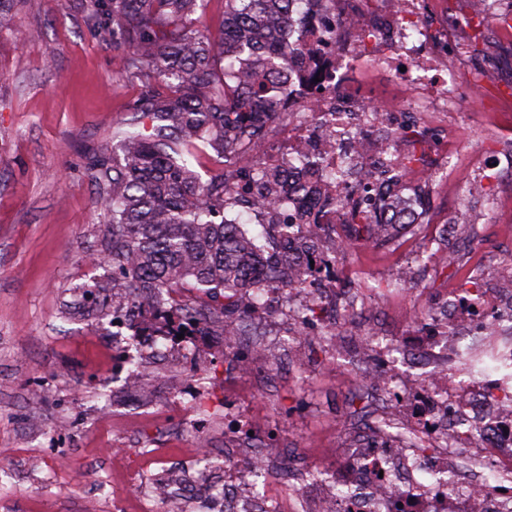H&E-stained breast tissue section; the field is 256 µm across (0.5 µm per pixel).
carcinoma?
<instances>
[{
  "instance_id": "obj_1",
  "label": "carcinoma",
  "mask_w": 512,
  "mask_h": 512,
  "mask_svg": "<svg viewBox=\"0 0 512 512\" xmlns=\"http://www.w3.org/2000/svg\"><path fill=\"white\" fill-rule=\"evenodd\" d=\"M205 0H85L83 8L100 33L117 36L122 67L140 78L130 125L151 119L147 133L123 131L116 156L92 153L88 170L98 187V205L107 224L104 256L112 279L84 285V299L103 298L98 314L121 306L154 304L166 292L188 285L211 300L224 299L220 313L228 326L240 320L237 296L268 275L293 287L302 283L300 266L282 258L293 249L303 259L316 248L309 233L273 234L266 243L214 217L232 203L231 169L206 181L194 170L197 142L221 159L236 157L257 141L249 110L268 96L261 82L264 52L276 51L282 24L294 0H224L223 34L212 44L198 28ZM16 0H0V31L12 26ZM225 65L217 67L215 53ZM260 204L282 197L277 170L261 174ZM346 246L386 239L396 228L385 210L350 207ZM464 369L509 375L508 364L466 352Z\"/></svg>"
}]
</instances>
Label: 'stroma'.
Wrapping results in <instances>:
<instances>
[{
	"mask_svg": "<svg viewBox=\"0 0 512 512\" xmlns=\"http://www.w3.org/2000/svg\"><path fill=\"white\" fill-rule=\"evenodd\" d=\"M471 39L479 59L498 62L486 82H511L512 23L488 18ZM140 90L139 80L123 76L111 38L72 0H23L13 28L0 32V457L14 464L0 486V512H82L85 501L108 496L101 478L112 461L96 449L101 432L123 437L133 457L165 434L176 448L195 447L201 436L224 445L223 416L201 422L194 408L160 402L155 387L141 395L121 387L111 326L74 313L83 285L104 274L90 262L102 251L103 218L85 154L111 148ZM458 123L466 137L459 172L433 186L449 201L439 218L463 225L470 250L482 253L490 272H512V177L495 174L492 207L470 198L467 183L472 155L512 129V97L484 109L464 95ZM435 230L401 228L389 244L337 251L338 281L379 287L411 252L436 251ZM468 268L464 259L433 269L406 296L377 295L359 318L393 327L411 364L420 365L409 315L462 288ZM307 351L309 367H279L243 384L225 380V349L216 345L199 371L172 378L213 404L255 401L253 425L265 442L295 449V462L325 468L359 425L344 410L355 398L356 375L340 365L320 368L319 346ZM28 452L42 456V472L28 466Z\"/></svg>",
	"mask_w": 512,
	"mask_h": 512,
	"instance_id": "obj_1",
	"label": "stroma"
}]
</instances>
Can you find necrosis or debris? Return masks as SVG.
Returning a JSON list of instances; mask_svg holds the SVG:
<instances>
[{
	"label": "necrosis or debris",
	"mask_w": 512,
	"mask_h": 512,
	"mask_svg": "<svg viewBox=\"0 0 512 512\" xmlns=\"http://www.w3.org/2000/svg\"><path fill=\"white\" fill-rule=\"evenodd\" d=\"M303 13L302 25L284 29L293 50L287 79L268 77L279 100L275 133L245 154L253 176L239 179L236 205L265 224L314 217L319 256L329 265L350 221L342 199L372 209L391 196L397 173L448 178L456 170L458 98L485 87L482 69L460 52L462 16L433 9L430 0H307ZM409 129L422 133L425 157L406 170ZM273 167L308 185L310 214L285 198L259 207L255 174ZM473 276L475 288L448 294L434 309L446 330L431 337L418 373L398 357L394 335L359 323L367 289L325 278L311 287L269 286L264 315L282 326V342L270 348L257 326L225 337L234 349L226 368L248 380L277 367L285 352L294 365L305 364L306 339L326 330L330 362L354 346L364 357L357 393L370 411L337 449L335 469L286 466L285 449L251 434V404H233L224 409L230 446L220 470L174 467L173 449L163 447L143 449L144 464L127 468L126 448L108 444L112 471L103 483L112 489L113 512L126 510V481L142 504L175 497L181 512H512V382L449 374L466 350L512 363V278L479 268ZM173 300L198 314L187 338L171 340L166 305L136 309L135 320L113 325V350L133 348L142 358L125 384L149 367L163 386L158 363L202 361L195 341L212 331L207 299L179 290ZM159 464L172 465L171 477L156 472Z\"/></svg>",
	"instance_id": "necrosis-or-debris-1"
}]
</instances>
